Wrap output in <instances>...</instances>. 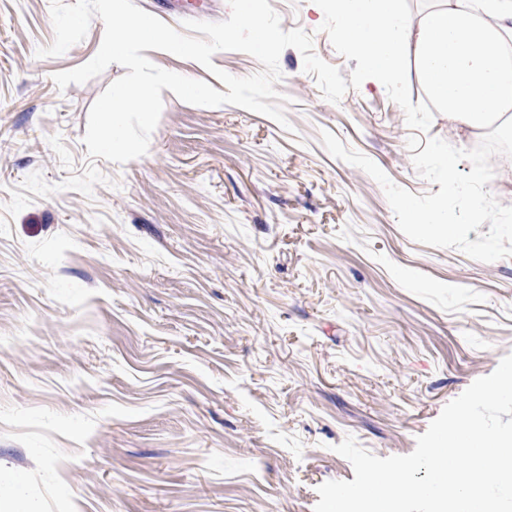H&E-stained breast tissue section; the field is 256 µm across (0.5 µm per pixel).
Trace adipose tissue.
I'll return each instance as SVG.
<instances>
[{"label":"adipose tissue","mask_w":512,"mask_h":512,"mask_svg":"<svg viewBox=\"0 0 512 512\" xmlns=\"http://www.w3.org/2000/svg\"><path fill=\"white\" fill-rule=\"evenodd\" d=\"M408 15L401 0H329L347 49L395 85L413 60L437 111L456 132L512 125V0H428Z\"/></svg>","instance_id":"ef3b65f1"}]
</instances>
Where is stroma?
<instances>
[{"mask_svg": "<svg viewBox=\"0 0 512 512\" xmlns=\"http://www.w3.org/2000/svg\"><path fill=\"white\" fill-rule=\"evenodd\" d=\"M348 90L326 101L293 48L275 88L290 129L162 90L148 153L89 160V110L125 69L58 89L100 18L39 58L51 0H0V512H314L354 478L346 437L406 455L443 407L512 353V257L416 243L382 187L438 192L429 133L346 48L321 0H268ZM95 162L92 197H40Z\"/></svg>", "mask_w": 512, "mask_h": 512, "instance_id": "stroma-1", "label": "stroma"}]
</instances>
